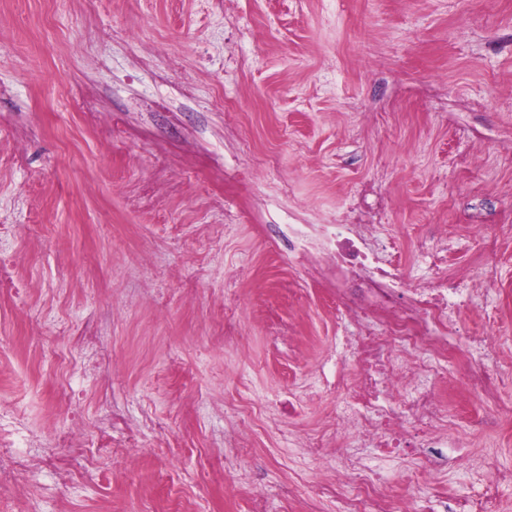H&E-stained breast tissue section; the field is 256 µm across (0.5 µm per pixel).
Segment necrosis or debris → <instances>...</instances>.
<instances>
[{
    "label": "necrosis or debris",
    "mask_w": 512,
    "mask_h": 512,
    "mask_svg": "<svg viewBox=\"0 0 512 512\" xmlns=\"http://www.w3.org/2000/svg\"><path fill=\"white\" fill-rule=\"evenodd\" d=\"M372 230L357 209L333 224L276 227L288 243L289 263L313 269L326 262L336 276L333 301L356 325L355 333L339 344L341 352L355 356L356 371L333 380L318 372L306 395L342 386L347 398L336 412L337 425L371 441L380 458L418 461L421 479L434 488L429 512H501L497 490L512 483V471L497 469L493 459L483 457L476 464L477 470L492 474L477 496L458 498L445 491L448 451L461 442L441 426L448 398L438 386L434 360L448 354V329L456 324L450 300L460 293L461 283L443 278L417 288L401 287L393 257L369 248ZM421 348L431 352V359L415 357ZM458 372L465 396L476 401L470 435L496 432L512 416V407L496 402L500 384L512 376V359L494 356L491 364L477 366L464 358ZM77 462L86 472L98 469L82 439L79 412H72L70 426L56 431L54 447L48 450L17 412L0 405V486L21 473L27 477L9 512H34L41 473L51 469L68 482L75 477ZM328 500L337 502L338 512H414L410 497L394 494L366 462L349 454L337 457L335 468L319 481L301 512H320Z\"/></svg>",
    "instance_id": "4bbe7bcc"
}]
</instances>
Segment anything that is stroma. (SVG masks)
Listing matches in <instances>:
<instances>
[{
    "instance_id": "35a3bbf8",
    "label": "stroma",
    "mask_w": 512,
    "mask_h": 512,
    "mask_svg": "<svg viewBox=\"0 0 512 512\" xmlns=\"http://www.w3.org/2000/svg\"><path fill=\"white\" fill-rule=\"evenodd\" d=\"M385 205L380 246L410 283L431 224L453 227L452 275L496 263L476 303L512 351V0H0V402L44 442L87 437L102 406L125 423L102 477L41 475L42 512H142L171 489L195 512H298L282 486L355 453L427 512L413 467L384 462L303 394L351 325L330 274L289 265L274 224H332L355 193ZM100 337L99 370L77 343ZM252 430L220 469L233 409ZM166 421L153 430L152 418ZM311 435L333 453L296 445ZM512 468V422L457 448L448 488L477 495L472 451Z\"/></svg>"
}]
</instances>
